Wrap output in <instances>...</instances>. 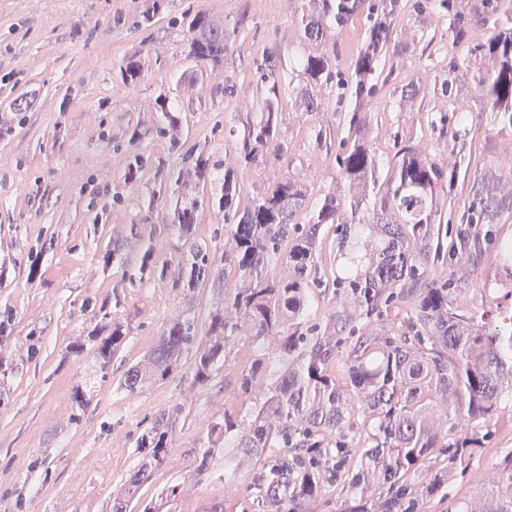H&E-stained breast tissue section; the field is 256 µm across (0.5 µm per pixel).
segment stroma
Returning <instances> with one entry per match:
<instances>
[{"label":"stroma","instance_id":"obj_1","mask_svg":"<svg viewBox=\"0 0 512 512\" xmlns=\"http://www.w3.org/2000/svg\"><path fill=\"white\" fill-rule=\"evenodd\" d=\"M478 0H393L383 16L380 0L362 5L341 33L319 49L333 66V79L320 87L319 111H306L297 91L293 63L317 47L297 28L289 0H168L149 32L135 31L131 18L144 0H0V104L28 90L39 97L0 135V316H8L0 340V512H112V498L141 460L137 442L161 410H177L173 450L141 484L132 512L157 499L169 485L185 494L172 512H286L256 499L249 488L253 464L236 473L225 466L233 448L216 451L205 474H198V452L210 423L231 415L248 419L256 394L240 386V372L252 360L251 337H237L226 360L206 385L194 382L196 349L181 353L165 380L125 392L121 373L153 350L167 322L188 312L207 327L217 292L191 285L180 263L192 244L224 245L225 168H233L238 209L247 208L282 174L294 177L314 205L329 190H342L335 157L358 142L376 152L377 183L370 202L386 196L398 150L407 144L425 151L441 166L456 165L454 184L435 193L436 217L447 227L443 266L466 283L474 297L493 278L498 240L512 237V216L502 215L495 235L480 241L475 265H458L464 226L460 215L474 180L496 171L512 156V134L488 112L470 71L482 68L451 26L454 16L472 12ZM203 13L236 24L233 46L219 72L184 57L185 35L173 25L182 13ZM386 19L391 39L381 74L364 111L365 128L351 126L355 106L354 64L370 30ZM142 53L145 74L136 85L123 81L118 63ZM465 58L451 93H443L451 58ZM277 67L282 151L262 148L258 162L246 165L240 148L245 130L264 106L260 67ZM417 94L408 97V86ZM182 117L178 147L152 135L134 141V126L148 129L159 120L157 100ZM467 101V111L456 108ZM205 147L217 168L212 178L180 188L197 200L190 236L167 231L170 209L151 203L157 164L177 169L184 154ZM143 168L133 181L124 172L133 156ZM142 227L158 261L167 268L146 284L134 283L142 246L131 241V225ZM117 258L103 261L107 249ZM322 285L307 289L305 327L336 336L337 352L347 337L387 325V318L344 326L339 311L354 305L333 285L336 236L321 245ZM117 317L126 337L106 376L95 375L91 330L103 313ZM82 352H72L75 342ZM91 385L89 405L72 404L74 391ZM488 449L474 466L486 473L512 467V394L503 393Z\"/></svg>","mask_w":512,"mask_h":512}]
</instances>
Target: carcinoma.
<instances>
[{
  "instance_id": "obj_1",
  "label": "carcinoma",
  "mask_w": 512,
  "mask_h": 512,
  "mask_svg": "<svg viewBox=\"0 0 512 512\" xmlns=\"http://www.w3.org/2000/svg\"><path fill=\"white\" fill-rule=\"evenodd\" d=\"M166 0H151L131 26L147 28L165 7ZM303 38L316 45L339 33L359 8L360 0H291ZM187 35V55L218 67L231 46V31L222 21L186 12L174 21ZM464 33L470 51L488 68L473 76L488 111L502 128L512 131V0H481L473 18L453 19ZM388 46V27L373 26L369 42L359 51L355 74L356 97L372 91L376 66ZM304 85L300 88L307 109H319L314 88L332 79L330 58L323 52L308 54L298 63ZM121 76L135 82L144 76L142 59L131 56L119 65ZM267 83L265 111L249 126L241 144L244 159L257 161L259 148L276 146L282 115L275 109L279 84L275 70L263 74ZM38 97L29 90L8 105L12 112L33 106ZM158 105L164 121L155 132L172 136L181 117L170 111L166 99ZM392 199L404 215L403 222L388 218L387 205L366 206L368 183L374 178L376 159L365 143H357L336 157V166L349 197L350 211L342 210L332 191L307 213V223L296 222L303 193L292 176L285 175L272 188L239 213L232 211L236 190L234 170H224V249L191 245L183 262L189 281L205 280L217 287L218 303L211 312L204 336L195 319L179 315L164 327L160 340L143 364L125 369L120 387L129 393L166 379L181 352L197 345L195 379L208 382L224 366L226 348L244 328L277 345L278 355L261 351L242 373L244 389H258L255 415L240 423L228 413L211 423L207 445L199 449L198 473L209 468L215 449L227 442L236 453L260 465L252 487L265 500L288 498V512H306L328 482L342 484L355 500H367L380 491L373 510L355 505L350 512H423V499L443 487L445 479L469 473L481 455L495 425L503 387L512 389V312L497 323L486 320L487 301L499 292L512 296V240L500 242L495 261L505 276L480 288V302L460 298L458 282L443 278L440 266V227L431 223L437 212L434 191L453 183L456 168L444 173L426 153L407 145L399 150ZM210 171L205 152L189 154L174 173L158 163L156 174L178 184L187 178L201 180ZM512 177V169L475 183L463 208L469 232L462 239L457 263L466 265L472 254L469 241L492 235L498 216L512 213V190L494 185ZM170 230L191 233L197 203L169 204ZM341 226L336 247L340 263L335 284L350 290L358 317L370 319L410 299L414 307L401 328L371 331L351 340L343 373L332 370L336 337L317 329H303L301 316L309 284L318 281L317 243L322 226ZM238 280L230 285L225 266ZM156 269L152 246L144 249L139 283L151 279ZM126 333L112 320L107 334L94 331L96 362L109 368L112 355ZM170 412H162L154 426L141 436L138 448L146 449L127 487L113 497L112 512H127L129 502L153 469L171 453L168 430ZM350 434L365 435L369 444L349 448ZM184 492L175 483L161 492L158 501L143 512H170ZM456 512H512V480L499 490L492 481L490 494L458 504Z\"/></svg>"
}]
</instances>
